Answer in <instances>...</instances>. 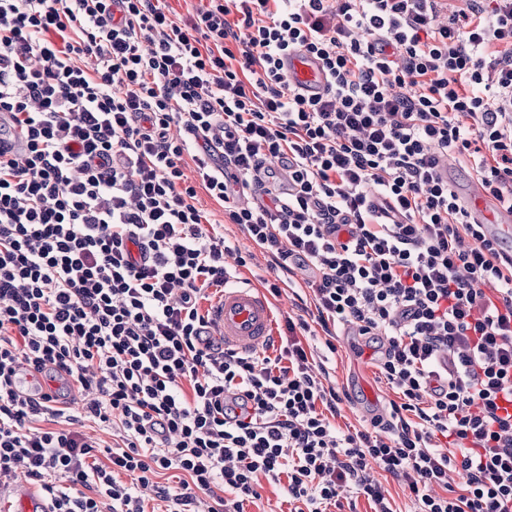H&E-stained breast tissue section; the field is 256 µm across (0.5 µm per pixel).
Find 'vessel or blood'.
I'll list each match as a JSON object with an SVG mask.
<instances>
[{"label":"vessel or blood","mask_w":512,"mask_h":512,"mask_svg":"<svg viewBox=\"0 0 512 512\" xmlns=\"http://www.w3.org/2000/svg\"><path fill=\"white\" fill-rule=\"evenodd\" d=\"M282 68L290 81L304 95L322 94L327 81L321 62L314 56L293 51L281 58ZM463 204L471 220L486 225L498 240L512 237V211L502 209L478 180L467 186ZM273 312L269 296L260 288L225 284L221 297L212 305L209 334L222 339L225 347L239 352L264 349L273 334ZM18 512H46L47 506L39 492L26 483H18Z\"/></svg>","instance_id":"b4317fda"}]
</instances>
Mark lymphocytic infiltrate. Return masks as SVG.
<instances>
[{
    "mask_svg": "<svg viewBox=\"0 0 512 512\" xmlns=\"http://www.w3.org/2000/svg\"><path fill=\"white\" fill-rule=\"evenodd\" d=\"M296 50L323 94L283 72ZM2 112L26 146L0 151V484L25 475L49 512H146L143 487L245 512L264 480L293 512L347 485L394 512L376 466L417 512H512V254L437 172L455 154L512 206V0H206L181 21L163 0H0ZM200 185L276 268L308 269L328 350L340 328L374 348L388 417L336 427L294 321L272 355L206 336L232 248ZM290 81L308 97L322 94L327 87L321 62L306 52L293 51L281 57Z\"/></svg>",
    "mask_w": 512,
    "mask_h": 512,
    "instance_id": "lymphocytic-infiltrate-1",
    "label": "lymphocytic infiltrate"
}]
</instances>
